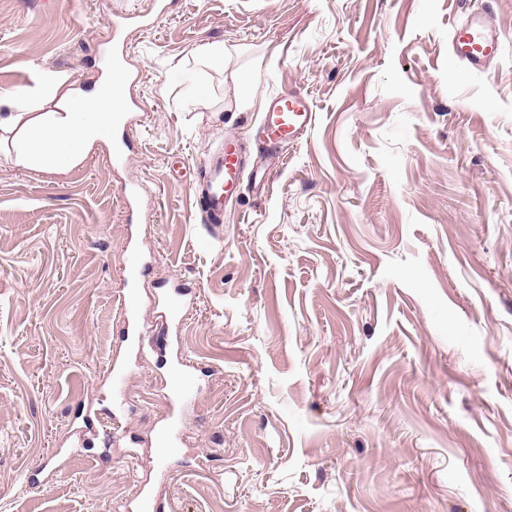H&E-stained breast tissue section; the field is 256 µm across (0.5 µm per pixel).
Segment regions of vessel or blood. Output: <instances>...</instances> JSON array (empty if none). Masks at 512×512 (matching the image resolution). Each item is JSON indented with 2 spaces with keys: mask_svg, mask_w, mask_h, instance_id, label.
Wrapping results in <instances>:
<instances>
[{
  "mask_svg": "<svg viewBox=\"0 0 512 512\" xmlns=\"http://www.w3.org/2000/svg\"><path fill=\"white\" fill-rule=\"evenodd\" d=\"M144 16L116 15L112 18V68L122 73L126 70V48L123 35L133 25L147 26ZM451 48L455 58L462 61L466 72H486L489 64L499 55L502 38L488 14L470 15L454 22L451 29ZM139 104L125 86H118L113 95L112 125L125 128ZM315 120L310 101L301 93L288 91L271 97L262 121L257 147L268 152L284 142L296 140ZM243 148L236 137H225L223 145L209 157L201 177L197 203L209 223L224 221L226 205L238 195L243 179ZM141 264L138 253H131L123 271L120 310L124 333L133 339L142 335L146 320L141 313L142 301L133 286V277ZM184 289H169L158 300L163 315L169 319L172 330H179L184 318ZM198 395V383L194 364L183 353L173 359V379L166 395L168 412L164 423L155 434L156 464L161 477H168L170 462L177 448L184 445L187 437V417Z\"/></svg>",
  "mask_w": 512,
  "mask_h": 512,
  "instance_id": "obj_1",
  "label": "vessel or blood"
}]
</instances>
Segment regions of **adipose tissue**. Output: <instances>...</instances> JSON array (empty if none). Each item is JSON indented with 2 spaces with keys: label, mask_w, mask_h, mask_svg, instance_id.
<instances>
[{
  "label": "adipose tissue",
  "mask_w": 512,
  "mask_h": 512,
  "mask_svg": "<svg viewBox=\"0 0 512 512\" xmlns=\"http://www.w3.org/2000/svg\"><path fill=\"white\" fill-rule=\"evenodd\" d=\"M115 81L109 71L84 86L62 74L51 77V89L62 94L63 106L57 112H27L20 95H0V132L10 136L13 164L36 171L82 165L99 142L111 139Z\"/></svg>",
  "instance_id": "adipose-tissue-1"
}]
</instances>
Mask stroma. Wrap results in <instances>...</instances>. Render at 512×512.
<instances>
[{"instance_id":"stroma-1","label":"stroma","mask_w":512,"mask_h":512,"mask_svg":"<svg viewBox=\"0 0 512 512\" xmlns=\"http://www.w3.org/2000/svg\"><path fill=\"white\" fill-rule=\"evenodd\" d=\"M0 0V91L37 112L129 29L143 112L124 163L27 171L0 154V512H512V0ZM504 49L460 79L453 21ZM224 44L220 61L204 46ZM252 97L236 104L238 89ZM316 119L279 159L269 99ZM241 196L206 223L193 186L225 136ZM138 184L139 223L121 188ZM189 287L143 354L117 307ZM209 372L167 481L153 428L173 352ZM132 368L112 408L107 360ZM51 468H44V461ZM136 22L140 24V27H144L149 24V19L141 15H114L112 17V69L117 73H127V56L123 35ZM141 264L139 254L132 250L128 266L123 271L120 310L124 323V334L133 344L136 337L146 330V320L141 314L142 301L133 286V277Z\"/></svg>"}]
</instances>
